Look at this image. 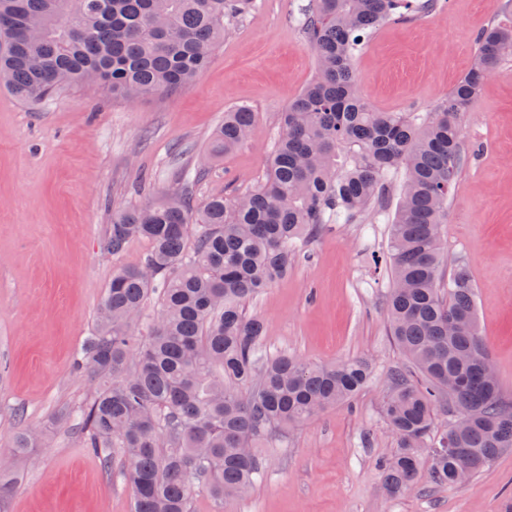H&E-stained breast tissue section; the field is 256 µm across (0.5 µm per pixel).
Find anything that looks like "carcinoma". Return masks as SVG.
Masks as SVG:
<instances>
[{"mask_svg":"<svg viewBox=\"0 0 512 512\" xmlns=\"http://www.w3.org/2000/svg\"><path fill=\"white\" fill-rule=\"evenodd\" d=\"M249 0H0V84L23 101L64 83L135 99L176 90L208 64L224 19ZM442 0H309L298 21L316 61L313 79L281 114L265 173L245 194L195 204L183 185L158 203L116 213L103 249L137 238L140 265L112 274L97 324L75 361L98 379L91 400L58 421L116 468L133 512H192L198 492L245 497L262 472L258 445L351 398L368 364H314L262 355L265 327L244 304L288 274L300 244L323 224L386 215L388 174L403 175L389 220L387 322L418 378L386 380L384 418L398 447L382 468L385 491L415 483L420 449H433V481L450 488L466 460L475 474L512 448V402L487 379L475 285L466 263L447 270L442 227L467 161L463 117L498 65L512 58V25L480 33L471 65L431 112H378L358 94L354 60L375 29L429 14ZM253 112L224 113L206 157L255 133ZM158 308L139 339L145 302ZM448 428L434 437L436 410ZM37 447L14 429L7 472Z\"/></svg>","mask_w":512,"mask_h":512,"instance_id":"carcinoma-1","label":"carcinoma"}]
</instances>
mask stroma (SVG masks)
Returning a JSON list of instances; mask_svg holds the SVG:
<instances>
[{"label":"stroma","instance_id":"1","mask_svg":"<svg viewBox=\"0 0 512 512\" xmlns=\"http://www.w3.org/2000/svg\"><path fill=\"white\" fill-rule=\"evenodd\" d=\"M307 3L253 0L204 71L168 93L129 100L67 84L31 103L0 88V455L16 426L47 442L18 462L0 512H130L119 474L57 420L95 390L74 360L113 271L149 250L137 239L111 256L100 240L113 214L162 200L183 173L198 175L199 201L258 184L280 112L315 74L297 27ZM507 19L512 0H447L427 17L382 25L355 60L360 95L381 112L432 111L468 69L478 33ZM241 105L257 135L204 163L225 112ZM464 133L480 151L448 205L443 247L470 269L481 333L512 400V60L484 85ZM388 241L382 218L326 225L287 276L247 302V315L265 324L266 357L362 358L370 377L350 401L259 447L264 469L247 497L199 493L192 512H512V449L448 489L432 482L426 448L412 488H383L380 467L396 447L382 414L385 380L407 364L388 334Z\"/></svg>","mask_w":512,"mask_h":512}]
</instances>
